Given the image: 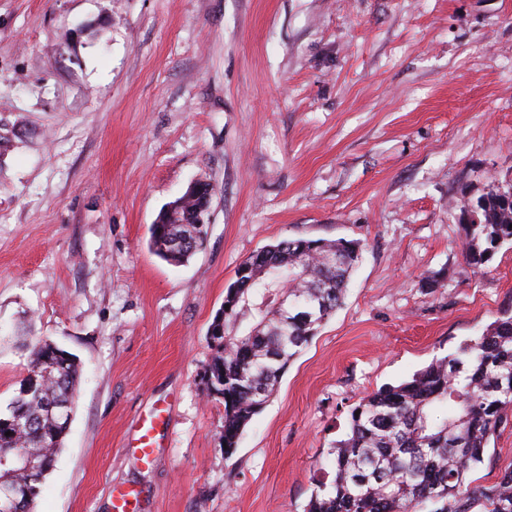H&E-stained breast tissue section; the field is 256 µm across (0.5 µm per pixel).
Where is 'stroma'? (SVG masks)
<instances>
[{
	"label": "stroma",
	"mask_w": 512,
	"mask_h": 512,
	"mask_svg": "<svg viewBox=\"0 0 512 512\" xmlns=\"http://www.w3.org/2000/svg\"><path fill=\"white\" fill-rule=\"evenodd\" d=\"M512 176V0H0V408L41 340L81 369L38 512H303L359 399L512 309L460 204ZM214 186L183 265L150 227ZM365 244L346 300L225 455L202 377L239 265ZM161 448L140 459L142 418ZM512 469V421L469 478Z\"/></svg>",
	"instance_id": "1"
}]
</instances>
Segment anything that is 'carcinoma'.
Segmentation results:
<instances>
[{
	"mask_svg": "<svg viewBox=\"0 0 512 512\" xmlns=\"http://www.w3.org/2000/svg\"><path fill=\"white\" fill-rule=\"evenodd\" d=\"M206 195L189 199L151 235L156 255L173 265L203 244L198 214ZM477 221L464 225L462 253L481 272L512 244V194L498 186L470 203ZM265 271L243 293L214 338L209 369L224 396V453L231 455L245 427L268 401L288 365L341 307L362 244L346 238H288L264 247ZM288 312L264 304L284 285ZM80 371L74 358L37 342L31 373L7 412L0 413V458L21 452L53 464L65 438L55 410L73 409ZM512 412V311L434 359L397 385L384 386L352 408L349 431L336 442L322 481L305 512H512V469L490 487H473L472 469Z\"/></svg>",
	"mask_w": 512,
	"mask_h": 512,
	"instance_id": "obj_1",
	"label": "carcinoma"
}]
</instances>
